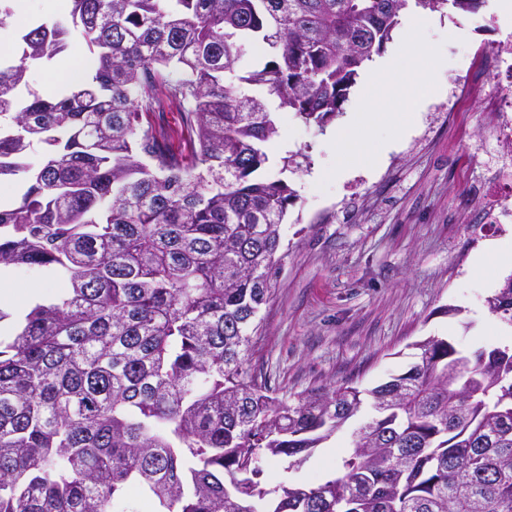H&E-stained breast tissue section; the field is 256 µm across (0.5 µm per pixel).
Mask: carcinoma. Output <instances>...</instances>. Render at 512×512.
<instances>
[{"instance_id":"1","label":"carcinoma","mask_w":512,"mask_h":512,"mask_svg":"<svg viewBox=\"0 0 512 512\" xmlns=\"http://www.w3.org/2000/svg\"><path fill=\"white\" fill-rule=\"evenodd\" d=\"M411 1L482 4L70 0L92 79L22 107L28 66L61 52L68 27L19 37V63L0 65V176L29 186L0 207V269L47 267L68 288L0 349V512H138L117 509L131 483L154 512H512V348L470 357L429 336L372 389L294 404L244 368L295 198L257 176L278 135L266 97L324 127ZM250 40L276 57L235 79L263 96L226 81ZM170 69L180 77L163 80ZM167 106L197 133L198 160L140 125ZM488 304L512 322V277ZM367 396L334 475L261 486L260 455L300 466Z\"/></svg>"}]
</instances>
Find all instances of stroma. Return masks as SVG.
Instances as JSON below:
<instances>
[{
	"label": "stroma",
	"mask_w": 512,
	"mask_h": 512,
	"mask_svg": "<svg viewBox=\"0 0 512 512\" xmlns=\"http://www.w3.org/2000/svg\"><path fill=\"white\" fill-rule=\"evenodd\" d=\"M423 16L415 35L439 49L445 65L424 83L423 62L404 59L389 77L390 108L406 115L410 134L379 169L359 168L341 180L331 175L336 131L372 92L370 64L325 127L269 101L279 134L265 145L260 175L286 181L295 199L281 229L277 283L257 318V344L245 368L287 402L330 384L371 388L409 367L414 342L428 336L448 337L470 355L512 346V322L488 307L506 271L491 263L472 268L487 242L512 241V223L471 224L464 213L469 191L491 184L499 166L495 149L484 144L491 117L479 100L464 97L455 113L443 111L455 74L486 71L487 50L512 39V18L486 5ZM140 122L176 155L191 157L198 147L176 109L141 113ZM292 154L298 168L284 169ZM9 274L19 299L33 288L48 303L66 286L62 275L35 266ZM357 424L350 419L299 469L260 459L262 484L318 483L333 472Z\"/></svg>",
	"instance_id": "obj_1"
}]
</instances>
